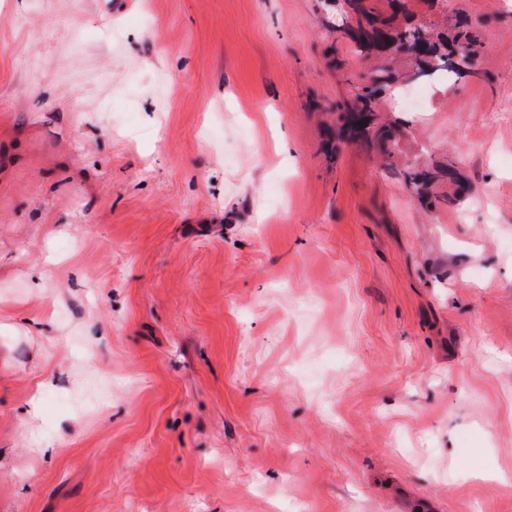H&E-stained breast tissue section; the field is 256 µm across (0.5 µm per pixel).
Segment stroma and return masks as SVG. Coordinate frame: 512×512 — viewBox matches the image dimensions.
<instances>
[{"label": "stroma", "instance_id": "35a3bbf8", "mask_svg": "<svg viewBox=\"0 0 512 512\" xmlns=\"http://www.w3.org/2000/svg\"><path fill=\"white\" fill-rule=\"evenodd\" d=\"M462 17L383 145L346 0H0V512H512V0L397 20ZM372 78L371 83L357 88L355 105L341 116L347 127L358 130L359 133H365L371 126L378 100L395 82L392 70L386 67L376 70ZM359 122H363V126H360Z\"/></svg>", "mask_w": 512, "mask_h": 512}]
</instances>
